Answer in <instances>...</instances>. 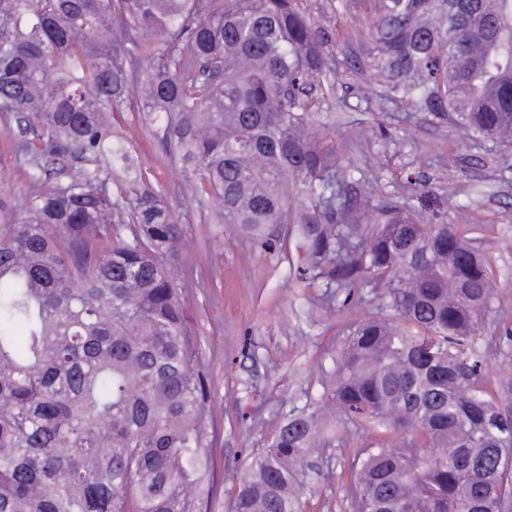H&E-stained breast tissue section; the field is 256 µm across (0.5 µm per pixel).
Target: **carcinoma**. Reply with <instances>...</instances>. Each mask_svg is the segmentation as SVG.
I'll return each instance as SVG.
<instances>
[{
	"mask_svg": "<svg viewBox=\"0 0 512 512\" xmlns=\"http://www.w3.org/2000/svg\"><path fill=\"white\" fill-rule=\"evenodd\" d=\"M383 99L512 155V0H358ZM335 74L310 0H0V116L26 189L0 210V512H207L210 380L165 259L162 185L112 124L125 91L204 219L285 226L326 309L366 286L322 381L340 421L290 416L232 478L230 512H303L299 477L350 424L353 512H512V382L478 347L499 288L424 179L377 199L320 121ZM62 158L70 164L61 169Z\"/></svg>",
	"mask_w": 512,
	"mask_h": 512,
	"instance_id": "obj_1",
	"label": "carcinoma"
}]
</instances>
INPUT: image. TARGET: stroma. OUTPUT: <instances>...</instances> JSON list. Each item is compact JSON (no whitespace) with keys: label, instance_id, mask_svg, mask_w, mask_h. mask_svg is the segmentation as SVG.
Returning a JSON list of instances; mask_svg holds the SVG:
<instances>
[{"label":"stroma","instance_id":"1","mask_svg":"<svg viewBox=\"0 0 512 512\" xmlns=\"http://www.w3.org/2000/svg\"><path fill=\"white\" fill-rule=\"evenodd\" d=\"M311 11L330 39L336 60L335 96L327 110L345 128L361 130L365 146L351 149L359 177L377 195L406 197L407 175L429 179L448 199L447 220L471 225V238L488 253L499 281L497 307L512 315V164L487 163L491 142L455 145L451 128L400 103H381L382 89L354 60L369 42L351 34L352 0H312ZM113 122L131 138L134 154L152 183L164 185L182 215L183 235L167 261L179 275L187 320L198 336L212 382L217 433L209 450L214 468L212 512H229L231 477L252 449L262 447L289 415L322 411L321 382L355 323L376 313L379 300L363 288L348 306L329 312L314 302L320 290L297 278L301 251L295 240L264 245L225 233L201 220L198 202L181 196L185 176L164 157L153 133L135 113ZM456 165H449V154ZM484 377L492 390L512 380V337L492 326L481 343ZM371 439L368 428L319 449L306 470V512H351L349 461Z\"/></svg>","mask_w":512,"mask_h":512}]
</instances>
